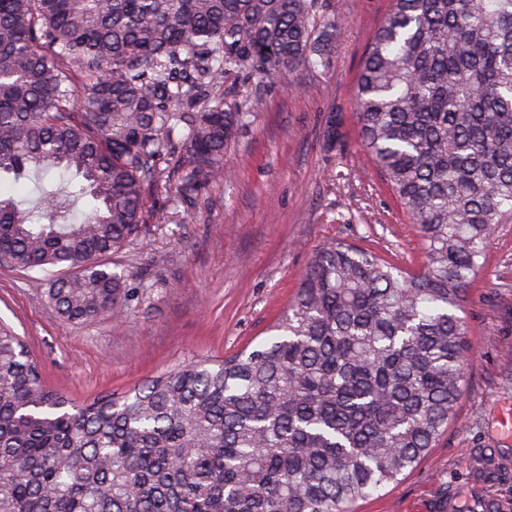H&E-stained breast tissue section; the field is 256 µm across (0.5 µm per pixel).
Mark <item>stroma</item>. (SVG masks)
<instances>
[{
    "instance_id": "stroma-1",
    "label": "stroma",
    "mask_w": 512,
    "mask_h": 512,
    "mask_svg": "<svg viewBox=\"0 0 512 512\" xmlns=\"http://www.w3.org/2000/svg\"><path fill=\"white\" fill-rule=\"evenodd\" d=\"M326 4L336 17L330 68L225 77L237 89L225 107L250 117L224 150L223 182L182 199L176 155L161 159L138 238L108 257L125 278L119 319L69 322L49 308L45 282L0 264V324L24 337L47 386L80 403L180 361L251 348L330 241L420 266L417 226L360 148L354 116L367 40L390 0ZM462 317L470 351L455 422L398 486L357 512H512V423L503 421L512 415V222L493 230Z\"/></svg>"
}]
</instances>
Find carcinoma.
<instances>
[{"mask_svg": "<svg viewBox=\"0 0 512 512\" xmlns=\"http://www.w3.org/2000/svg\"><path fill=\"white\" fill-rule=\"evenodd\" d=\"M335 31L322 0H0V186L80 177L29 209L0 191V263L71 322L119 316L102 257L137 238L162 157L181 151L185 198L224 181L250 113L223 75L328 67ZM355 95L420 270L329 242L251 350L84 405L0 326V512H354L436 446L465 384L458 312L512 217V0H391Z\"/></svg>", "mask_w": 512, "mask_h": 512, "instance_id": "obj_1", "label": "carcinoma"}]
</instances>
